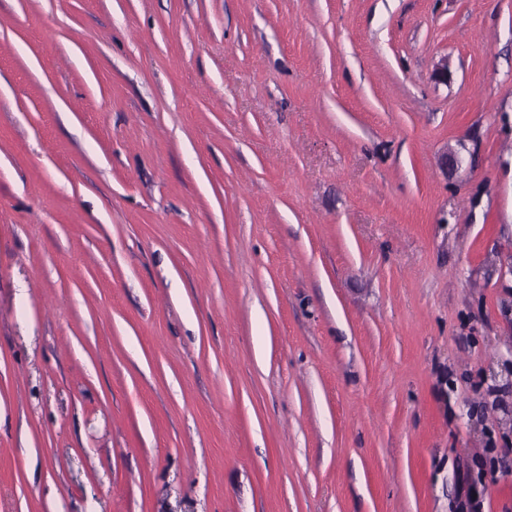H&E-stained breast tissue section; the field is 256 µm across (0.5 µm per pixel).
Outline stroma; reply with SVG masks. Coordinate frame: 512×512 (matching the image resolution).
Here are the masks:
<instances>
[{
    "instance_id": "obj_1",
    "label": "stroma",
    "mask_w": 512,
    "mask_h": 512,
    "mask_svg": "<svg viewBox=\"0 0 512 512\" xmlns=\"http://www.w3.org/2000/svg\"><path fill=\"white\" fill-rule=\"evenodd\" d=\"M512 448V0H0V512H456Z\"/></svg>"
}]
</instances>
